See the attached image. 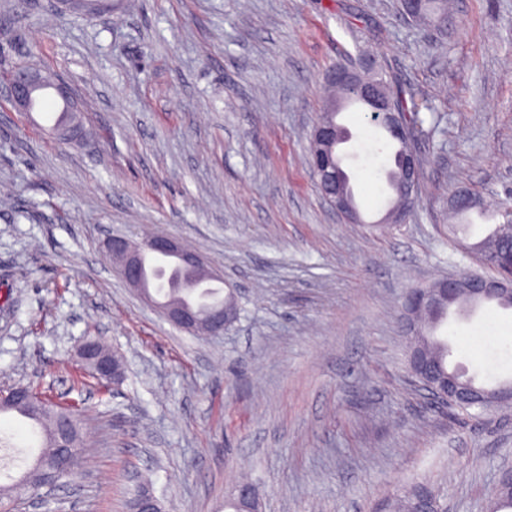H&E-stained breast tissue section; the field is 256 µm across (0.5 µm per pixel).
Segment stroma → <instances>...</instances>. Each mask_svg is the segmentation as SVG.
<instances>
[{
  "label": "stroma",
  "instance_id": "1",
  "mask_svg": "<svg viewBox=\"0 0 512 512\" xmlns=\"http://www.w3.org/2000/svg\"><path fill=\"white\" fill-rule=\"evenodd\" d=\"M447 31L399 0H123L81 15L0 0V77L33 61L82 105L84 140L52 111L0 104V388L82 401L84 465L22 512H129L137 477L165 512H224L240 476L262 512H390L425 483L447 512H492L512 465V409L434 408L406 362L407 289L489 274L468 245L491 225L448 221L467 188L512 203V0H455ZM376 60L421 107L422 189L383 223L378 129L339 115L362 223L342 217L307 164L324 77ZM164 234L196 252L243 308L220 337L165 321L115 273L112 235ZM449 364L512 375V309L440 328ZM103 337L124 363L104 388L75 354ZM0 473L38 454L30 424L0 418Z\"/></svg>",
  "mask_w": 512,
  "mask_h": 512
}]
</instances>
